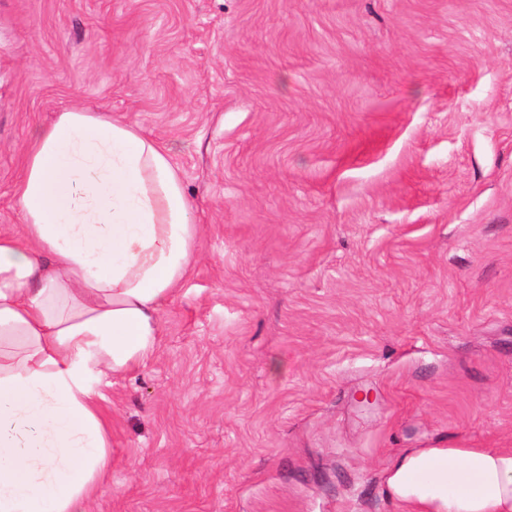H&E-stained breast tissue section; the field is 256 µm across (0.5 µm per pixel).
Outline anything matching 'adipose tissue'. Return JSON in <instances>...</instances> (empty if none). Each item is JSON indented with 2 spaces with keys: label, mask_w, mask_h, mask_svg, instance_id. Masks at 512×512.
<instances>
[{
  "label": "adipose tissue",
  "mask_w": 512,
  "mask_h": 512,
  "mask_svg": "<svg viewBox=\"0 0 512 512\" xmlns=\"http://www.w3.org/2000/svg\"><path fill=\"white\" fill-rule=\"evenodd\" d=\"M0 233V512H89L110 458L101 385L146 361L197 256L170 149L92 112L31 138ZM404 512H512V448H415Z\"/></svg>",
  "instance_id": "obj_1"
}]
</instances>
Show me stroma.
<instances>
[{"label": "stroma", "mask_w": 512, "mask_h": 512, "mask_svg": "<svg viewBox=\"0 0 512 512\" xmlns=\"http://www.w3.org/2000/svg\"><path fill=\"white\" fill-rule=\"evenodd\" d=\"M73 109L200 227L91 512H403L406 449L512 448V0H0V232Z\"/></svg>", "instance_id": "1"}]
</instances>
